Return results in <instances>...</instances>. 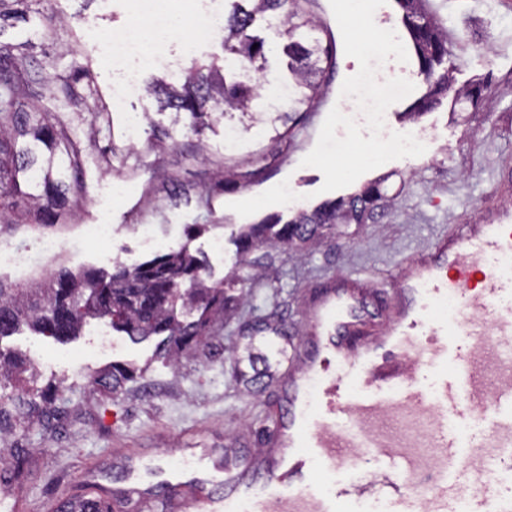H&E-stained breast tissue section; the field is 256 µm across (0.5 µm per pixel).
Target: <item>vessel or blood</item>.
Masks as SVG:
<instances>
[{
	"label": "vessel or blood",
	"instance_id": "obj_1",
	"mask_svg": "<svg viewBox=\"0 0 512 512\" xmlns=\"http://www.w3.org/2000/svg\"><path fill=\"white\" fill-rule=\"evenodd\" d=\"M506 257L508 208L482 224L453 225L411 253L376 309L363 304V278L316 290L289 367L287 414L272 413L252 457L183 460L177 486H225L224 498H206V512H348L367 492L417 512L425 485L430 512H452L462 475L473 489L464 512H487L489 471L512 465V274L495 265ZM427 365L443 368L431 388L416 382ZM312 382L320 398L310 416L302 394ZM475 413L495 416L488 435L449 431V417ZM361 464L373 466L375 481L335 484L337 472Z\"/></svg>",
	"mask_w": 512,
	"mask_h": 512
}]
</instances>
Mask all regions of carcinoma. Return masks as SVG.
<instances>
[{
  "label": "carcinoma",
  "mask_w": 512,
  "mask_h": 512,
  "mask_svg": "<svg viewBox=\"0 0 512 512\" xmlns=\"http://www.w3.org/2000/svg\"><path fill=\"white\" fill-rule=\"evenodd\" d=\"M425 0H397L410 48L418 59L419 73L428 92L408 112L415 118L431 108L439 96L454 91V111L482 100V89H453L448 61V35L424 5ZM274 27L287 39L290 79L285 104L259 105L254 74L266 68L265 41L255 34L260 25ZM312 0H224V66L217 60L195 61L176 87L151 81L145 91L157 96L162 107L173 111V124L189 118L190 130L201 135L215 121L238 118L244 129L257 127L275 144L293 134L309 112L321 88L320 78L331 57L320 36ZM22 60L13 47L0 45V212L19 223L54 227L65 215L73 216L85 195L81 174L85 168L82 137L95 139L96 124L111 126L108 112H92L89 129L65 122L60 113L39 104L44 97L41 80L23 79ZM49 99L57 107H78L86 102L78 81L61 77L53 82ZM152 130V146L164 150L176 144L172 132L144 115ZM392 196L380 184L311 210L296 209L281 223L272 215L256 224H244L236 236L238 263L224 284L209 285L202 277L204 265L185 248L171 250L149 261L116 266L110 273L94 269L61 267L45 288H20L0 279V340L25 324L35 332L64 341L79 334L88 318H107L112 328L139 343L162 337L163 352L178 365L195 355L210 340L224 315L247 298L240 285L264 275L273 266V253L281 247L300 249L325 239L336 241L346 224H365L391 206ZM256 355L247 352L251 371L238 368L236 380L251 393L269 372L255 367ZM26 372L17 357L0 351V375ZM136 379L119 365L100 372L94 383L117 392ZM54 398L41 402L18 395L12 409L0 402V444L16 449L15 471H20L21 448L10 438L16 425L33 412L53 410ZM55 512H109L95 498L78 497L60 502Z\"/></svg>",
  "instance_id": "cac0c4a2"
}]
</instances>
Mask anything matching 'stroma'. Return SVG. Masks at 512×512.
Instances as JSON below:
<instances>
[{
  "label": "stroma",
  "mask_w": 512,
  "mask_h": 512,
  "mask_svg": "<svg viewBox=\"0 0 512 512\" xmlns=\"http://www.w3.org/2000/svg\"><path fill=\"white\" fill-rule=\"evenodd\" d=\"M14 6V0H0V9L8 13L0 19V42L22 45L27 72L46 81L92 74L95 92L79 121L87 123L89 110L96 109L111 113L113 128L86 142L87 151L124 150L126 130L134 122L140 139L126 164H113L108 171L87 169L85 198L75 218L51 231L59 244L55 256L37 267L25 264L0 272L11 280L40 281L61 266L109 271L183 246L203 260L209 282L218 284L236 260L233 238L241 225L271 212L285 214L348 196L383 177L393 198L392 208L377 223L349 226L348 237L338 243L303 253L278 252L273 269L249 283V298L218 328L215 341L223 354L210 355L203 346L195 358L176 367L159 353L158 337L135 344L117 332L112 346L101 348L95 341L103 326L99 319L88 321L82 335L66 343L26 328L1 339L0 349L26 358L30 368L21 380L0 382V395L23 391L35 397L49 389L56 396L54 414L32 416L17 427L24 462L21 474L12 475L11 487L23 499L24 512H54L59 501L76 495L108 497L112 512H139L134 500L119 494L127 469L170 467L199 443L216 457L251 455L270 424L269 408L285 407L288 363L272 359L274 382L257 394L244 392L233 369L246 353L250 326L281 319L289 342L298 343L312 287L362 273L371 277L374 289L383 290L388 275L409 254L450 225L472 224L490 208L512 206V193L502 191L503 182H512V43L502 41L504 34H512V0H428L448 32V68L455 87L488 81L484 101L470 109L463 123L453 119L448 96L412 122L402 116L409 99L392 104L384 116L386 130L419 131L425 152L389 161L329 192L321 189L322 172L301 161L317 143L326 104L344 112L357 109L353 99L340 95L345 78L359 69L345 55L341 34L332 39L335 58L322 81L323 93L290 138L274 146L255 128L245 135V150L228 153L224 125L218 122L204 135L210 161L203 164L193 149L195 136L182 125L174 132L175 148H150L143 115L156 112L154 98L141 93L119 104L112 98V70L98 53L99 39L103 30L127 23L130 0H25L18 16ZM223 41L219 28L197 41L185 30L165 50L175 59L209 60L223 57ZM256 152L262 162L253 160ZM223 178L229 186L214 189ZM176 184L189 189L190 203L171 204L169 193ZM102 222L113 225L114 238L87 244L85 225ZM140 224L149 225L155 246L130 233V226ZM217 238L224 242L220 255L210 248ZM115 363L143 372L117 395L92 379L94 372Z\"/></svg>",
  "instance_id": "obj_1"
}]
</instances>
